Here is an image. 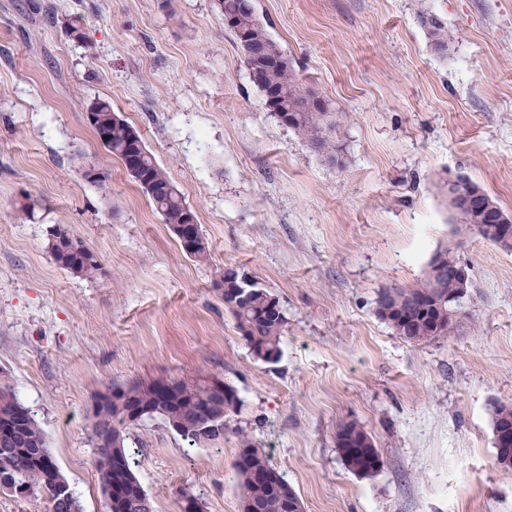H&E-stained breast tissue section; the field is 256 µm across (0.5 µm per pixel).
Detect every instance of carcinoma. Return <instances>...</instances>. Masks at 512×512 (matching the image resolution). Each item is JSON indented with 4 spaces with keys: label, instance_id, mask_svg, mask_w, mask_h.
<instances>
[{
    "label": "carcinoma",
    "instance_id": "obj_1",
    "mask_svg": "<svg viewBox=\"0 0 512 512\" xmlns=\"http://www.w3.org/2000/svg\"><path fill=\"white\" fill-rule=\"evenodd\" d=\"M222 16H230L233 23L228 29L233 33L241 50L244 62L252 73L260 71L264 83L257 85L261 94L274 89L278 101L274 111L281 122L302 136L316 151L326 154L340 169L345 168L339 157L340 146L336 142L337 122L324 99L312 92L298 78L288 56L282 53L260 18L255 0H216ZM420 23L427 30L433 48L448 45L452 37L443 23L433 16L419 15ZM98 126L108 138L101 141L112 157L126 163L132 145V126L126 122L112 121V104L107 100L95 101ZM142 175L136 180H145L143 191L163 216L164 223L173 227L184 223L195 211L186 202L182 192L171 181L167 172L157 163L151 152L141 155ZM464 224L474 228L476 235L495 242L496 225L484 222L480 213L462 214ZM54 261L76 276L95 278L102 273L101 263L89 248L84 251H65L59 244H50ZM240 272L226 268L220 274L224 283V304L235 317L254 358L266 363H275L281 356V342L287 325L286 314L279 299L268 289L253 282L247 299L236 300L234 290L239 285ZM457 287L445 280L435 287L431 281L412 288H393L380 295L378 304L390 310L381 316L396 333H401L399 322L407 321L415 328L420 342L442 339L455 333L458 324L448 319V301L459 302ZM162 381L131 386H114L112 390L126 392V397L104 406L96 414L94 429L111 428L120 433L117 448L98 444L91 437L95 448L94 466L104 497L119 492L120 501L128 508L121 512H144L140 504L153 500L134 472L129 448L127 429L133 426L131 413L142 410L141 420L161 418L168 427L179 424L177 431L190 446L214 444L220 435L200 430V422L206 418L226 421L237 412L239 398L235 390L224 386V399L216 400L210 393L209 381L187 378L174 382L175 396L164 398L159 388ZM22 403L17 399L8 377L0 374V422L14 418ZM369 434L354 421L340 425L336 435V447L344 465L358 476L368 477L379 472L383 461L374 444L362 446ZM19 438L30 448L28 456L5 455L0 447V493L15 496V485L24 487L28 495H40L51 501L52 480H67L55 462L44 430L30 417L21 423ZM240 448L234 462L239 488V502L255 505L257 512H289V502L298 498L295 490L284 476L272 465L268 455L257 448L248 437L241 436Z\"/></svg>",
    "mask_w": 512,
    "mask_h": 512
}]
</instances>
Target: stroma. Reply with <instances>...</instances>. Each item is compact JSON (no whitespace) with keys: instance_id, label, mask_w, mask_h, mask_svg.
I'll list each match as a JSON object with an SVG mask.
<instances>
[{"instance_id":"1","label":"stroma","mask_w":512,"mask_h":512,"mask_svg":"<svg viewBox=\"0 0 512 512\" xmlns=\"http://www.w3.org/2000/svg\"><path fill=\"white\" fill-rule=\"evenodd\" d=\"M303 83L336 112L338 169L252 84L215 0H0V372L44 429L81 512H105L91 407L115 385L220 380L239 399L215 445L158 419L131 432L156 512H240L249 434L303 512H512L493 408L512 404V251L460 233V174L512 213V0H257ZM454 36L435 53L418 23ZM84 21L83 39L69 24ZM105 99L195 210L210 258L187 257L84 114ZM105 187L84 177L87 164ZM33 217L22 216L27 197ZM66 225L103 272L58 266ZM471 269L451 337L414 344L376 313L434 253ZM248 273L288 318L277 363L254 359L216 286ZM384 465L346 469L341 422ZM445 193L448 197V208L451 211L459 209L463 198H467L469 204L472 201L478 203L477 207H479L482 198L485 196V192L480 186L468 181L465 177L457 175L448 176Z\"/></svg>"}]
</instances>
